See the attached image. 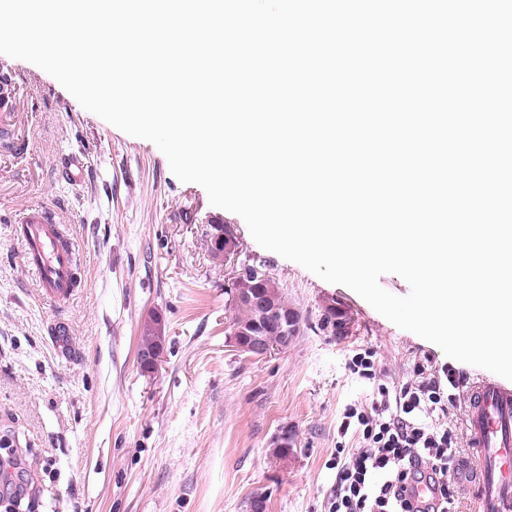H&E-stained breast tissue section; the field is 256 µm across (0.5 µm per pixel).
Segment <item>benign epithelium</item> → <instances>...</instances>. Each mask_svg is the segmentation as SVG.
<instances>
[{
  "mask_svg": "<svg viewBox=\"0 0 512 512\" xmlns=\"http://www.w3.org/2000/svg\"><path fill=\"white\" fill-rule=\"evenodd\" d=\"M211 238L221 246L219 261L224 266L232 269V277L227 283V288L236 299H249L254 304L255 319L245 327L238 328L230 335V343L240 352L255 358L267 356L275 348L283 349L293 341L296 335L294 318L288 313L260 299L249 284L250 264L239 261L241 245L235 234L225 232L224 225H211ZM148 324L155 334L153 348L138 353L140 365L147 370H154L161 361L166 336H164L163 319L154 314ZM278 336L280 341L275 343L267 339V336Z\"/></svg>",
  "mask_w": 512,
  "mask_h": 512,
  "instance_id": "benign-epithelium-1",
  "label": "benign epithelium"
}]
</instances>
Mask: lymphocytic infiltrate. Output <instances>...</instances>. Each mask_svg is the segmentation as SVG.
Masks as SVG:
<instances>
[{"label": "lymphocytic infiltrate", "mask_w": 512, "mask_h": 512, "mask_svg": "<svg viewBox=\"0 0 512 512\" xmlns=\"http://www.w3.org/2000/svg\"><path fill=\"white\" fill-rule=\"evenodd\" d=\"M345 367L369 385L370 394L342 412L326 512H460L462 441L448 418L461 405L463 373L422 360L392 379L370 348ZM424 478L439 497L422 508L407 493Z\"/></svg>", "instance_id": "1"}]
</instances>
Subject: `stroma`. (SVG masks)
I'll list each match as a JSON object with an SVG mask.
<instances>
[{"label": "stroma", "mask_w": 512, "mask_h": 512, "mask_svg": "<svg viewBox=\"0 0 512 512\" xmlns=\"http://www.w3.org/2000/svg\"><path fill=\"white\" fill-rule=\"evenodd\" d=\"M13 97L0 105V429L11 430L28 512H324L343 407L367 397L345 369L376 350L386 374L444 365L348 287L262 248L244 220L179 181L152 142L86 110L38 66L0 54ZM80 181L59 178L68 154ZM50 207L80 264L62 305L45 299L16 223ZM231 227L241 258L264 264L300 311L287 348L255 358L226 333L231 272L213 262L210 225ZM335 306L345 335L324 327ZM160 315L156 371L138 363L144 321ZM67 324L66 350L51 329ZM288 434L287 456L274 442Z\"/></svg>", "instance_id": "35a3bbf8"}]
</instances>
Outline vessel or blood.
Instances as JSON below:
<instances>
[{"instance_id":"vessel-or-blood-1","label":"vessel or blood","mask_w":512,"mask_h":512,"mask_svg":"<svg viewBox=\"0 0 512 512\" xmlns=\"http://www.w3.org/2000/svg\"><path fill=\"white\" fill-rule=\"evenodd\" d=\"M16 232L39 288L51 298L68 299L78 254L53 211L46 206L28 210ZM466 391L470 452L463 470L475 481L469 512H512V386L480 376L467 381Z\"/></svg>"}]
</instances>
